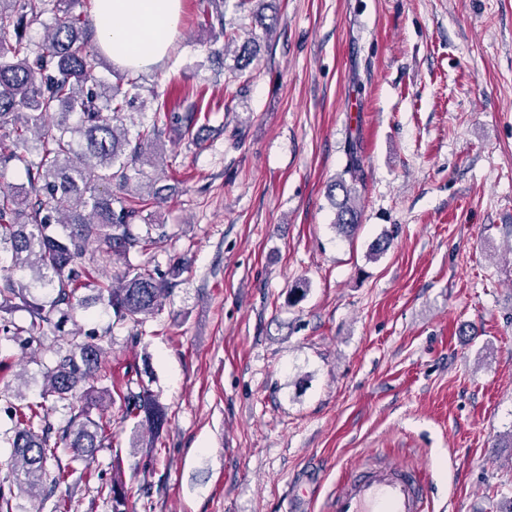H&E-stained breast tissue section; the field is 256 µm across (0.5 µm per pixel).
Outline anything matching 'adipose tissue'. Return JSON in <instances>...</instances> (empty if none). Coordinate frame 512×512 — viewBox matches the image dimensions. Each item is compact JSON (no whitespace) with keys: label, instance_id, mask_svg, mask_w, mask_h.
Returning <instances> with one entry per match:
<instances>
[{"label":"adipose tissue","instance_id":"1","mask_svg":"<svg viewBox=\"0 0 512 512\" xmlns=\"http://www.w3.org/2000/svg\"><path fill=\"white\" fill-rule=\"evenodd\" d=\"M179 9L180 0H94L95 43L122 67L153 65L174 40Z\"/></svg>","mask_w":512,"mask_h":512}]
</instances>
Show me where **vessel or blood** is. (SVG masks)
<instances>
[{"instance_id": "b4317fda", "label": "vessel or blood", "mask_w": 512, "mask_h": 512, "mask_svg": "<svg viewBox=\"0 0 512 512\" xmlns=\"http://www.w3.org/2000/svg\"><path fill=\"white\" fill-rule=\"evenodd\" d=\"M427 494L419 469L394 459L363 463L342 479L328 512H425Z\"/></svg>"}]
</instances>
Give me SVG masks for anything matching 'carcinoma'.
I'll return each mask as SVG.
<instances>
[{"label": "carcinoma", "instance_id": "cac0c4a2", "mask_svg": "<svg viewBox=\"0 0 512 512\" xmlns=\"http://www.w3.org/2000/svg\"><path fill=\"white\" fill-rule=\"evenodd\" d=\"M88 0H0V33L13 32L14 42L0 45V128L8 127L14 149L0 151V166L13 164L25 173L18 191H0V311L17 305L31 317L29 327L3 320L0 339L22 346L27 334L43 326L65 333V346L45 371V393L65 403L71 416L63 427L50 421L42 404L18 406L6 402L4 412L13 423L6 443L12 448L10 466L20 492L42 499L78 473L93 477L96 453L109 440L107 428L92 411L110 401L105 382L112 369L105 359L103 333L64 331L76 322L83 306L79 291L95 288V300L112 312L113 323L127 325L132 338L145 333L146 323L162 311L163 299L181 284L187 262L178 258L162 270L135 265L130 256L143 255L167 238L165 225L148 222L147 212L167 199L157 180H141L144 168L162 161L163 129L157 123L135 137L123 126L120 114L139 97V78L129 74L111 83L97 76L99 52L89 45ZM53 16L51 31L36 42L27 35L30 25ZM210 27H218L214 41H237L227 30L224 14L215 10ZM166 125L190 135L198 123L196 112H169ZM363 174L356 143L347 148L342 175L332 190L342 192L336 203L335 227L348 233L358 224L351 196ZM135 192L125 198L112 194V185ZM123 262V269L102 283L92 274L91 245ZM28 271L31 280L13 277ZM47 290L44 299L30 295L32 285ZM123 418L150 434L134 448L153 453L168 425V410L148 388L137 385L122 397ZM67 456L62 462L61 456ZM55 462L54 471L48 464ZM112 512H127L125 484L112 479L108 488Z\"/></svg>", "mask_w": 512, "mask_h": 512}]
</instances>
